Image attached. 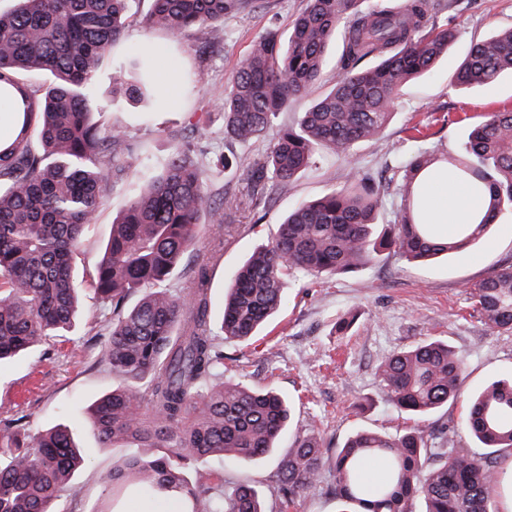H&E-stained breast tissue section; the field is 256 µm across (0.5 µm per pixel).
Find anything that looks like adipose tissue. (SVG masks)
I'll list each match as a JSON object with an SVG mask.
<instances>
[{
	"label": "adipose tissue",
	"instance_id": "ef3b65f1",
	"mask_svg": "<svg viewBox=\"0 0 512 512\" xmlns=\"http://www.w3.org/2000/svg\"><path fill=\"white\" fill-rule=\"evenodd\" d=\"M416 183L423 199L424 223L438 225L452 236L459 225L475 224L483 216L482 195L448 169L434 167L419 173Z\"/></svg>",
	"mask_w": 512,
	"mask_h": 512
}]
</instances>
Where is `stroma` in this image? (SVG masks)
<instances>
[{"instance_id":"obj_1","label":"stroma","mask_w":512,"mask_h":512,"mask_svg":"<svg viewBox=\"0 0 512 512\" xmlns=\"http://www.w3.org/2000/svg\"><path fill=\"white\" fill-rule=\"evenodd\" d=\"M306 0H249L246 8L225 15L223 26L197 36L150 32L130 25L112 53L111 63L97 74L93 94L104 109L94 119L105 130H117L123 143L138 151L151 168H160L171 146V131H179L200 162L227 152L265 158L270 140L240 147L224 136L220 103L224 90L255 40L269 29L287 34ZM439 12L457 32L455 42L428 73L408 82L385 129L354 145L348 154L319 155L315 162L272 200L245 211L241 226L224 238V249L210 280L211 326L219 328L224 289L233 272L260 245L274 236L278 224L303 203L341 186L353 169L382 185L377 221L393 224L402 207L397 172L420 151L454 154L467 140L471 122L488 112L512 108V74L490 86L456 87L453 75L471 44L512 28V0H450ZM149 50L154 75L169 71L170 80L152 108L133 103L112 87V62ZM342 41L330 44L323 79L311 97L327 92L336 79ZM311 97L296 98L279 112L274 126L298 123ZM422 128L423 137L413 135ZM135 172L111 178L105 201L89 225L74 262L83 290V309L72 332L49 337L24 355L0 364V431L23 418L28 432L59 424L71 425L87 463L59 498L57 512H89L93 507L119 504L127 512L143 493L132 488L113 492L105 481L126 457L124 447L102 449L89 427L88 409L103 394L119 386L101 360L109 312L97 302L91 276L101 257L112 221L133 198ZM512 264V213L499 216L490 234L474 248L448 258L411 263L395 253H383L354 271L317 279L288 275L279 314L257 336L245 342L225 341L224 378L253 388H274L289 403L291 421L280 442L293 448L306 434L323 447L339 451L356 430L396 435L414 425L434 433L433 447L475 449V438L464 428V401L489 383L512 377V332L487 330L470 293L471 285L495 268ZM345 314L355 315L349 333L334 325ZM429 338L447 340L465 359L457 400L424 418L402 412L380 395L378 369L393 352ZM279 459L271 457L247 467L218 460L187 467L189 481L202 482L220 472L225 485H252L266 512H340L341 498L331 472L293 505L282 507Z\"/></svg>"}]
</instances>
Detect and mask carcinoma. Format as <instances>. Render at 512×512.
Wrapping results in <instances>:
<instances>
[{
  "label": "carcinoma",
  "instance_id": "cac0c4a2",
  "mask_svg": "<svg viewBox=\"0 0 512 512\" xmlns=\"http://www.w3.org/2000/svg\"><path fill=\"white\" fill-rule=\"evenodd\" d=\"M130 0H14L0 12V99L22 121L20 133L0 150V361L44 336H63L79 301L72 261L85 230L103 205L110 171L134 167L123 150L115 166L117 135H101L90 89L131 22ZM246 0H152L139 23L172 35L201 34L224 22ZM435 0H378L367 10L357 0H307L287 42L275 31L257 40L224 93V133L246 144L266 137L277 113L303 97L322 75L329 43L343 30V53L331 89L313 99L299 123L276 132L265 164L245 157L247 197H265L266 172L286 185L324 151L346 153L379 134L410 79L433 69L456 32L435 23ZM124 65L113 84L129 97H152L148 59ZM52 76L44 88L25 75ZM512 72V30L473 43L456 74L462 89L487 86ZM441 162L474 189L488 191L485 216L464 224L455 240H441L422 223L416 176ZM209 166L182 144H172L163 168L149 177L103 245L92 289L111 317L101 358L126 380L90 410L99 447L129 442L135 451L115 465L112 486L135 484L187 505L184 512H265L249 485L216 481L190 484L183 469L212 457L251 464L276 452L291 414L270 389L224 381V345L209 325V277L224 244V223L236 221L243 201L207 198ZM400 219L375 222L380 187L352 170L346 183L288 214L271 242L234 273L224 296L221 332L246 340L284 301L285 278L352 271L393 249L410 261L474 245L500 214L512 210V111L488 113L470 132L465 154L437 157L426 151L402 166ZM193 257L189 288L171 283ZM137 294L135 306L126 307ZM485 327L512 331V265L472 288ZM463 356L429 339L389 356L379 368L382 397L425 417L458 397ZM465 424L484 452L428 451L430 434L415 427L398 437L359 430L334 457L314 436L296 441L280 460V492L288 500L320 478L325 467L344 512H496L490 497L499 484L495 455L512 450V379L486 385L472 396ZM0 434V512H55L56 499L85 462L72 432L56 426L19 439ZM381 462L385 477L367 478L366 464Z\"/></svg>",
  "mask_w": 512,
  "mask_h": 512
}]
</instances>
